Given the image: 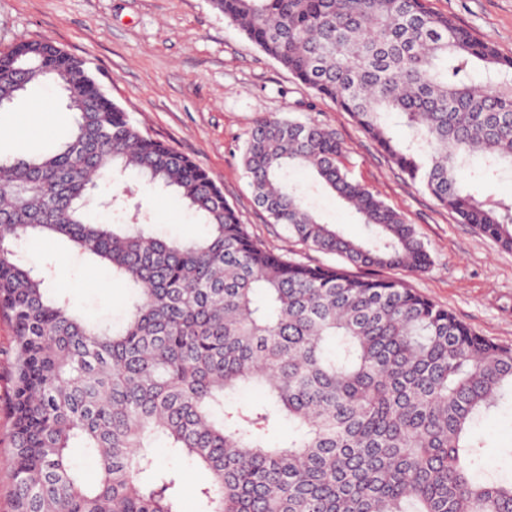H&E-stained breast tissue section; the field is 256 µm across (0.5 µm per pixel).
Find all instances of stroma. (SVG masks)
Returning <instances> with one entry per match:
<instances>
[{"mask_svg":"<svg viewBox=\"0 0 512 512\" xmlns=\"http://www.w3.org/2000/svg\"><path fill=\"white\" fill-rule=\"evenodd\" d=\"M474 36L512 56V0H429ZM48 39L86 61L113 102L153 138L193 157L224 191L252 235L276 251L311 264L335 258L290 238L269 223L254 200L241 151L257 118L273 114L314 120L334 130L345 148L352 176L414 224L432 264L423 272L358 267V276L402 280L407 288L449 308L477 333L512 346V250L501 249L468 224L458 223L427 192L411 184L352 117L299 85L292 75L213 10L209 0H0V52L25 40ZM41 111L30 116L32 103ZM73 117L50 85H35L12 108L0 112V153L16 150L10 130L26 126L27 150L43 153L64 141ZM323 220L352 238L366 228L343 201L324 189L313 173L293 175ZM159 233L168 237L205 235L183 204L170 195L139 191ZM35 267L52 266L54 287L68 292L75 309L99 318L121 311L126 289L108 271L62 240L30 239L21 245ZM10 320L0 315V512H10L13 489L9 460L13 393ZM485 438L482 467L488 473L511 468L512 407L502 408L477 428Z\"/></svg>","mask_w":512,"mask_h":512,"instance_id":"stroma-1","label":"stroma"}]
</instances>
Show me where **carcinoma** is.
Segmentation results:
<instances>
[{"instance_id":"carcinoma-1","label":"carcinoma","mask_w":512,"mask_h":512,"mask_svg":"<svg viewBox=\"0 0 512 512\" xmlns=\"http://www.w3.org/2000/svg\"><path fill=\"white\" fill-rule=\"evenodd\" d=\"M428 0H211L320 98L347 112L409 180L512 250V197L478 192L512 169V57ZM482 74L484 82H475ZM52 83L69 140L0 156V313L14 328L11 512H512V478L486 473L473 427L512 401V347L396 280L265 247L189 156L143 133L85 63L51 41L0 53V110ZM408 130L396 138L385 116ZM335 133L256 120L242 164L259 207L306 247L364 267L431 265L414 225L353 180ZM307 169L369 235L349 239L289 176ZM171 193L210 227L165 240L151 214L98 182ZM64 240L129 289L117 328L49 294L16 243ZM246 389L259 406H235ZM288 422V440L274 435ZM208 474L158 467V440ZM98 457L94 483L72 453Z\"/></svg>"}]
</instances>
